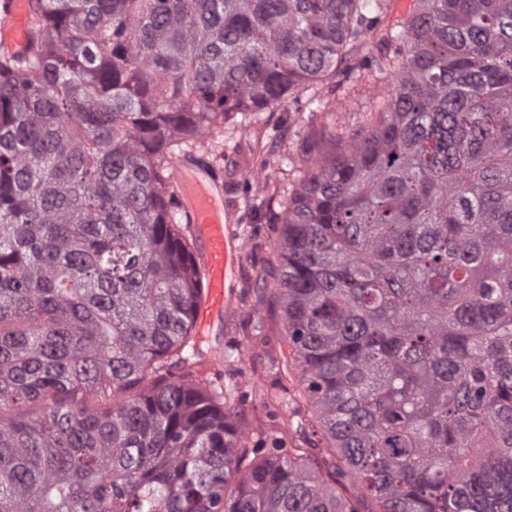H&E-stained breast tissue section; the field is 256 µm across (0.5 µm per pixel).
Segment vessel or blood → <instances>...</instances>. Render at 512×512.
<instances>
[{"instance_id": "1", "label": "vessel or blood", "mask_w": 512, "mask_h": 512, "mask_svg": "<svg viewBox=\"0 0 512 512\" xmlns=\"http://www.w3.org/2000/svg\"><path fill=\"white\" fill-rule=\"evenodd\" d=\"M29 26L27 0H8L7 17L0 23V45L25 51ZM172 178L181 191L183 210L190 218L198 244L193 259L199 264L204 292L196 312V327L202 331L230 308L227 282L236 247L224 223L223 195L218 184L207 174L180 167Z\"/></svg>"}]
</instances>
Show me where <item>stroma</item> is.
<instances>
[{
    "mask_svg": "<svg viewBox=\"0 0 512 512\" xmlns=\"http://www.w3.org/2000/svg\"><path fill=\"white\" fill-rule=\"evenodd\" d=\"M377 53L373 46L360 49L347 81L313 87L330 111H313L303 97L276 112L235 113L181 155L191 166L208 162V174L223 188L228 233L242 246L229 279L232 309L204 332L209 353L201 372L223 385L251 448L270 447L279 435L288 447L304 448L312 438L286 430L290 422L309 419L310 406L288 371L286 322L265 284L280 265L277 219L302 177L304 153L330 158L361 128L383 88L368 67Z\"/></svg>",
    "mask_w": 512,
    "mask_h": 512,
    "instance_id": "stroma-1",
    "label": "stroma"
}]
</instances>
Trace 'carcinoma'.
Returning <instances> with one entry per match:
<instances>
[{"label":"carcinoma","mask_w":512,"mask_h":512,"mask_svg":"<svg viewBox=\"0 0 512 512\" xmlns=\"http://www.w3.org/2000/svg\"><path fill=\"white\" fill-rule=\"evenodd\" d=\"M30 0L0 50V512H512V0ZM387 81L307 160L270 289L345 496L195 367L173 166L233 112ZM7 18L0 25V45L15 52H24L29 40L27 0H7Z\"/></svg>","instance_id":"cac0c4a2"}]
</instances>
